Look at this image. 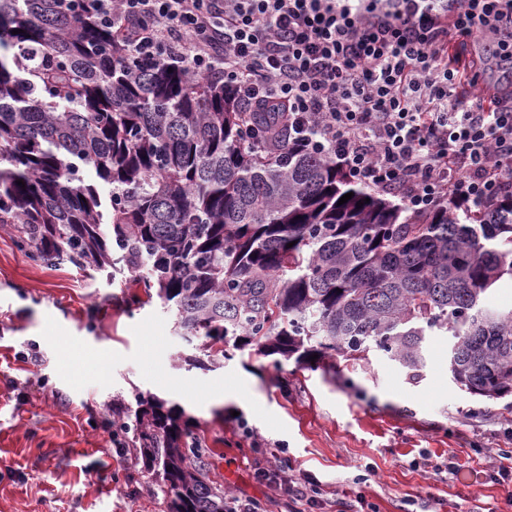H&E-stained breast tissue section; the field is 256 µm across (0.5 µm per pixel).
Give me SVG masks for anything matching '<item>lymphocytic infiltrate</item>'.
<instances>
[{
    "instance_id": "lymphocytic-infiltrate-1",
    "label": "lymphocytic infiltrate",
    "mask_w": 512,
    "mask_h": 512,
    "mask_svg": "<svg viewBox=\"0 0 512 512\" xmlns=\"http://www.w3.org/2000/svg\"><path fill=\"white\" fill-rule=\"evenodd\" d=\"M119 24L132 53L222 72L268 125L411 212L512 193V0H63ZM481 37L485 57L465 58Z\"/></svg>"
}]
</instances>
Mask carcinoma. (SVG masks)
<instances>
[{
	"instance_id": "obj_1",
	"label": "carcinoma",
	"mask_w": 512,
	"mask_h": 512,
	"mask_svg": "<svg viewBox=\"0 0 512 512\" xmlns=\"http://www.w3.org/2000/svg\"><path fill=\"white\" fill-rule=\"evenodd\" d=\"M250 119L223 80L144 62L61 0H0V229L32 258L143 272L212 364L249 346L311 367L377 349L416 383L446 336L460 389L512 395V308L486 306L512 280V194L409 213L286 126L280 152L261 150ZM136 404L119 428L171 512H226L192 420L151 393Z\"/></svg>"
}]
</instances>
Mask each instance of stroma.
<instances>
[{"mask_svg": "<svg viewBox=\"0 0 512 512\" xmlns=\"http://www.w3.org/2000/svg\"><path fill=\"white\" fill-rule=\"evenodd\" d=\"M202 357L134 276L36 262L0 231V512H168L132 436L112 439L146 392L194 420L209 479L263 512L295 508L257 476L269 464L315 475L321 512H357L361 495L379 512H512L491 474L512 396L460 390L447 337L416 383L374 350L332 369L251 347Z\"/></svg>", "mask_w": 512, "mask_h": 512, "instance_id": "35a3bbf8", "label": "stroma"}]
</instances>
